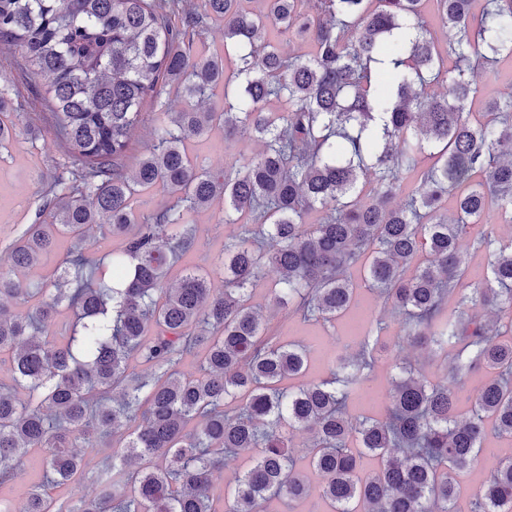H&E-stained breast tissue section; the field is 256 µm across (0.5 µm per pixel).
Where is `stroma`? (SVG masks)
<instances>
[{"instance_id": "obj_1", "label": "stroma", "mask_w": 512, "mask_h": 512, "mask_svg": "<svg viewBox=\"0 0 512 512\" xmlns=\"http://www.w3.org/2000/svg\"><path fill=\"white\" fill-rule=\"evenodd\" d=\"M18 61L17 51L0 46V89L5 91L13 108L21 110L23 115L22 123L18 124L6 148H0V271L7 268L5 255L9 245L32 224L52 176L68 162L45 118L43 97L48 81L44 76L22 70ZM188 150L207 168L219 170L244 165L255 148L239 143L232 149H225L224 134L217 130L209 137L189 141ZM223 218L224 209L220 206L194 216L195 243L182 259L183 264L210 273L212 286L216 289L224 286L222 276L215 272L216 258L225 239L241 232L240 225L224 223ZM357 300L358 309L384 317L389 325V337L382 343L381 362L365 383L364 395L354 399L350 406L353 415L377 416L381 408L375 400L387 393L394 363L412 362L425 366L428 378L435 382L443 380L444 371L439 362H425L422 355L409 346L393 348L391 339L399 332V317L384 308L370 288L358 287ZM267 327L280 340L306 349L310 364L308 375L312 378L328 375L336 359V337L350 333L343 319L327 328L322 323L305 322L281 312H269ZM485 444L496 449L497 455L482 458L471 470L459 474L462 488L458 502L460 512H468L471 501L494 468L497 456L512 454V440L498 437L495 432H488Z\"/></svg>"}]
</instances>
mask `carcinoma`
I'll list each match as a JSON object with an SVG mask.
<instances>
[{
    "mask_svg": "<svg viewBox=\"0 0 512 512\" xmlns=\"http://www.w3.org/2000/svg\"><path fill=\"white\" fill-rule=\"evenodd\" d=\"M0 0V44L49 78L46 108L69 159L47 186L34 223L8 248L0 274V363L22 392L0 390V485L32 457L43 480L21 510L0 512H267L282 496H311L290 455L308 434L310 463L329 512H459L455 475L492 454L486 426L512 439V242L496 244L484 219L512 224V94L493 97L475 70L512 61V0ZM224 24V55L194 41ZM310 51L285 56L267 34ZM439 85L442 91L427 92ZM224 86L220 111L201 108ZM174 86L187 107L160 101ZM153 108V134L131 171L125 157ZM224 130V143L257 147L214 173L186 142ZM432 164L409 183L418 158ZM371 185L368 194L360 184ZM157 183L175 202L138 212ZM224 203V223L251 228L224 242V288L176 257L192 244L188 216ZM107 234L103 257L79 252L50 282L38 267L64 235ZM467 247L487 277L464 283ZM121 248L112 250V239ZM429 253L426 263L421 254ZM278 273L270 305L332 323L355 303L356 269L404 315L399 339L448 379L489 372L467 393L397 366L381 417L349 403L378 363L388 325L363 327L357 350L326 378L296 387L306 351L271 342L251 290ZM73 311L53 334L45 327ZM202 355L203 374L178 369ZM137 359L150 373L128 372ZM470 413L458 414L459 404ZM104 439L112 461L78 452ZM252 465L214 484L243 454ZM381 459L357 475L360 455ZM75 490L59 504L46 486ZM470 512H512V456L498 461Z\"/></svg>",
    "mask_w": 512,
    "mask_h": 512,
    "instance_id": "cac0c4a2",
    "label": "carcinoma"
}]
</instances>
